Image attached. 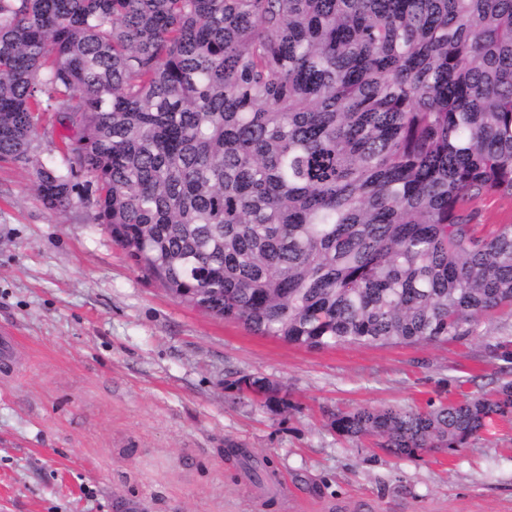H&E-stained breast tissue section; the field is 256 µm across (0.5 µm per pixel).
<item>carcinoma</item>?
<instances>
[{"label":"carcinoma","mask_w":512,"mask_h":512,"mask_svg":"<svg viewBox=\"0 0 512 512\" xmlns=\"http://www.w3.org/2000/svg\"><path fill=\"white\" fill-rule=\"evenodd\" d=\"M75 163L46 165L39 114ZM0 160L93 203L133 263L308 349L438 343L512 309V0H0ZM288 407L279 383L225 385ZM512 418V381L331 414L395 458ZM225 453L253 464L231 443ZM480 213V224H496L508 215H512V201L496 197L481 199L472 204Z\"/></svg>","instance_id":"obj_1"}]
</instances>
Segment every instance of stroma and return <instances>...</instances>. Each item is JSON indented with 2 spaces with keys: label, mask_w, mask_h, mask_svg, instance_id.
Listing matches in <instances>:
<instances>
[{
  "label": "stroma",
  "mask_w": 512,
  "mask_h": 512,
  "mask_svg": "<svg viewBox=\"0 0 512 512\" xmlns=\"http://www.w3.org/2000/svg\"><path fill=\"white\" fill-rule=\"evenodd\" d=\"M93 213L47 209L32 172L0 161V329L16 340L0 356V512H512V421L412 459L330 426L512 380V311L445 343L306 349L180 303ZM245 374L279 382L287 411L225 390Z\"/></svg>",
  "instance_id": "1"
}]
</instances>
